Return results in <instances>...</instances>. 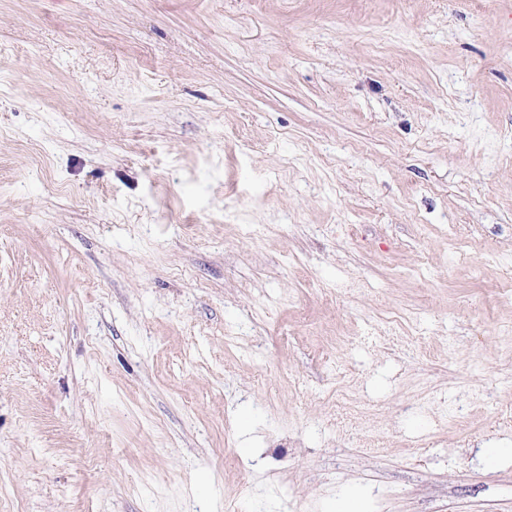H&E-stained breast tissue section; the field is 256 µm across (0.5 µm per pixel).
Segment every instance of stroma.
Here are the masks:
<instances>
[{
  "mask_svg": "<svg viewBox=\"0 0 512 512\" xmlns=\"http://www.w3.org/2000/svg\"><path fill=\"white\" fill-rule=\"evenodd\" d=\"M0 485L512 512V0H0Z\"/></svg>",
  "mask_w": 512,
  "mask_h": 512,
  "instance_id": "obj_1",
  "label": "stroma"
}]
</instances>
